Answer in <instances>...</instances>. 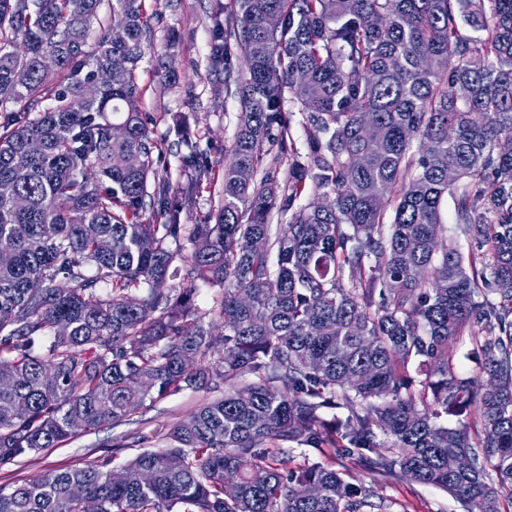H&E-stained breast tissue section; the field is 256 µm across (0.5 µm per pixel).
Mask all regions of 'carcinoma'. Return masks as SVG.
Masks as SVG:
<instances>
[{"instance_id":"cac0c4a2","label":"carcinoma","mask_w":512,"mask_h":512,"mask_svg":"<svg viewBox=\"0 0 512 512\" xmlns=\"http://www.w3.org/2000/svg\"><path fill=\"white\" fill-rule=\"evenodd\" d=\"M102 2L0 0V184L25 199L0 194V466L185 387L224 396L154 432L166 446L126 460L124 480L109 459L51 468L0 487V512H383L323 463L283 471L287 443L463 512H505V492L512 508V0H235L209 59L241 111L188 260L172 244L197 184L170 197L139 111L145 0H112L122 41ZM287 101L311 131L303 153ZM169 274L224 286V334L192 289L161 288ZM465 335L477 383L454 371Z\"/></svg>"}]
</instances>
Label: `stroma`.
<instances>
[{
	"label": "stroma",
	"mask_w": 512,
	"mask_h": 512,
	"mask_svg": "<svg viewBox=\"0 0 512 512\" xmlns=\"http://www.w3.org/2000/svg\"><path fill=\"white\" fill-rule=\"evenodd\" d=\"M232 0H146L151 17V48L138 69L142 89L140 110L146 116L153 139L162 143L158 169L166 175L174 192H181L194 174L183 163L188 143H196L206 154L210 182L196 189L192 203L180 215L184 224L203 221L215 207L222 181L225 152L234 140L240 102L224 91L223 77L208 67L215 4ZM176 70L179 81L169 90L159 88L162 68ZM220 393L206 388H186L146 407L138 418L144 431L152 432L188 420L206 401ZM116 431L104 428L81 433L57 448H46L29 458L0 467V486L30 478L55 467H81L106 453ZM341 472L354 485L372 487L385 512H462L447 492L407 480L372 475L364 466L345 463Z\"/></svg>",
	"instance_id": "35a3bbf8"
}]
</instances>
